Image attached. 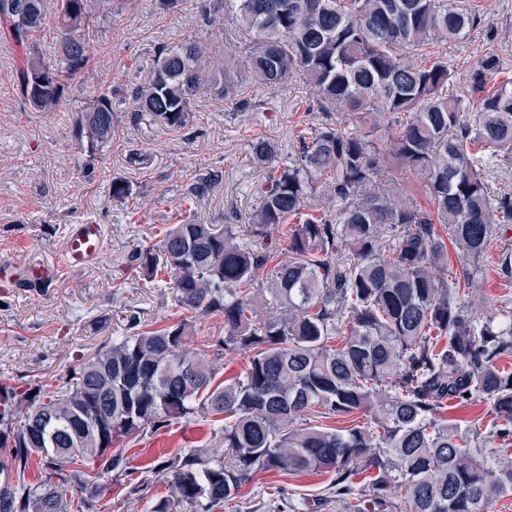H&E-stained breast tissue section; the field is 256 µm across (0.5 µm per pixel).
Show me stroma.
<instances>
[{"label": "stroma", "instance_id": "obj_1", "mask_svg": "<svg viewBox=\"0 0 512 512\" xmlns=\"http://www.w3.org/2000/svg\"><path fill=\"white\" fill-rule=\"evenodd\" d=\"M460 9L480 7L481 24L464 39L425 46V54L447 58L456 70L448 95L464 99L469 77L482 58L499 57L512 69V0H451ZM221 0H183L160 9L157 0H127L123 11L100 18L86 36L92 56L84 72L71 81L55 112H37L19 98L16 72L24 56L12 42L0 43V259L19 266L59 259L75 224L104 228L98 260L39 288L0 292V382L52 384L73 388L80 363L100 346L125 335L126 318L136 315L143 329L182 319L190 324L185 346L202 350V337L224 333V320L188 313L169 288L147 287L129 257L136 247L157 244L159 228L172 224H212L223 228L227 215L237 218L241 239L255 208V188L263 171L253 162L249 144L257 135L275 142L287 160L304 125L315 122L311 87L300 80L271 88L245 81L239 97L224 100L200 92L194 117L178 131L162 129L148 117L133 118L120 107L111 144L87 156L74 137L73 119L102 92L128 97L144 82L162 46L186 40L202 48L200 64L219 73L243 36L222 21ZM219 172L221 180L207 193L193 191L203 177ZM125 181L128 196L112 195V183ZM512 252V227L499 232L495 250L480 261L473 291L477 319L512 314V284L497 266V252ZM187 448L224 451L220 426L193 414L171 426L114 443L125 468L89 500L88 512H150L169 490L160 462ZM329 478L309 473L286 477L256 471L234 501L212 512H345L325 490Z\"/></svg>", "mask_w": 512, "mask_h": 512}]
</instances>
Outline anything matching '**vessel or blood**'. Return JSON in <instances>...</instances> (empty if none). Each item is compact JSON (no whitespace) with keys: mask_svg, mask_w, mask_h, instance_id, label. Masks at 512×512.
I'll return each mask as SVG.
<instances>
[{"mask_svg":"<svg viewBox=\"0 0 512 512\" xmlns=\"http://www.w3.org/2000/svg\"><path fill=\"white\" fill-rule=\"evenodd\" d=\"M104 231L99 224L74 225L67 237L60 264L36 263L25 268L0 260V290L37 288L54 282L60 267L79 269L99 257L103 250Z\"/></svg>","mask_w":512,"mask_h":512,"instance_id":"1","label":"vessel or blood"}]
</instances>
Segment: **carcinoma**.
Here are the masks:
<instances>
[{
	"label": "carcinoma",
	"mask_w": 512,
	"mask_h": 512,
	"mask_svg": "<svg viewBox=\"0 0 512 512\" xmlns=\"http://www.w3.org/2000/svg\"><path fill=\"white\" fill-rule=\"evenodd\" d=\"M14 2L0 0V24L25 54L19 91L34 111L55 112L89 62V23L125 0H57L61 39L49 62L33 40L45 0L27 19ZM224 20L248 36L243 63L224 65L221 80L200 67L194 41L158 49L148 81L131 94L134 118L181 130L204 84L231 99L246 77L272 87L297 76L317 92L323 119L302 130L286 163L269 139L251 142L263 169L251 242H237L232 215L222 230L173 224L129 262L150 281L167 275L184 310L224 317L214 345L251 353L248 370L217 384L213 362L183 348L187 320L142 331L130 315L128 334L82 363L73 390L1 382L0 447L10 448L16 480L0 487V512H72L67 490L24 481L32 455L71 467L62 484L86 500L123 466L115 440L195 413L222 417L224 456L187 448L163 466L170 498L152 512L179 501L211 512L258 470L330 474V496L347 512H391L397 489L400 512H494L512 494V448H496L488 462L485 445H471L472 428L442 409L485 398L495 437L512 442V372L498 364L512 354V319L475 325L468 307L478 267L451 280L441 272L448 249L477 261L512 224V193H492L482 175L487 163L512 165V77L486 89L505 67L483 60L470 74L479 98L464 106L442 95L455 80L447 61L409 59L463 37L480 14L443 0H224ZM35 72L45 83L32 89ZM116 104L102 94L76 113L75 136L88 150L112 141ZM333 112L408 119L380 146L339 129ZM393 161L415 176L426 206L398 199ZM311 196L320 198L315 215L303 213ZM292 218L287 248L265 243L269 227ZM263 271L272 311L262 320L250 285ZM354 413L370 422L321 423Z\"/></svg>",
	"instance_id": "1"
}]
</instances>
